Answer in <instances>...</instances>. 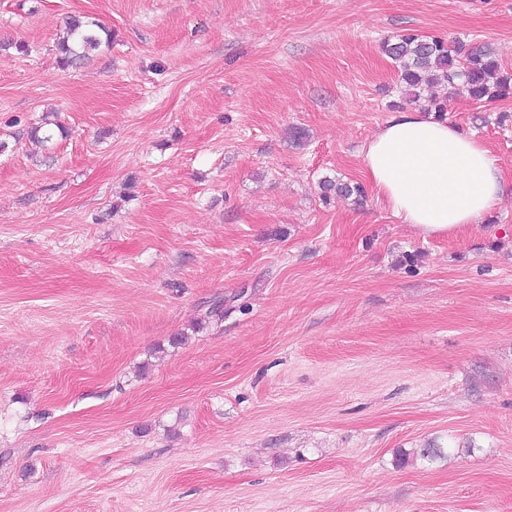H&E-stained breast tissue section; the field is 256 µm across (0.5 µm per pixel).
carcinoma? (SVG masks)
Masks as SVG:
<instances>
[{
	"instance_id": "1",
	"label": "carcinoma",
	"mask_w": 512,
	"mask_h": 512,
	"mask_svg": "<svg viewBox=\"0 0 512 512\" xmlns=\"http://www.w3.org/2000/svg\"><path fill=\"white\" fill-rule=\"evenodd\" d=\"M111 41V29L84 16H71L58 37V63L63 68L77 67ZM383 50L406 84V102L424 112H434L439 118L448 111V99L434 96L430 89L435 86L461 85L474 101L512 97V71L502 67L488 46L470 49L456 40L403 33L385 41ZM57 131L63 134L65 128L57 122L51 128L46 122L30 127L27 137L45 146L53 141ZM321 185L326 200L333 195L364 196L359 184L325 179Z\"/></svg>"
}]
</instances>
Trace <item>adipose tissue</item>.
Returning <instances> with one entry per match:
<instances>
[{
    "mask_svg": "<svg viewBox=\"0 0 512 512\" xmlns=\"http://www.w3.org/2000/svg\"><path fill=\"white\" fill-rule=\"evenodd\" d=\"M364 175L421 236L484 222L501 198L498 169L471 133L421 112H397L365 146Z\"/></svg>",
    "mask_w": 512,
    "mask_h": 512,
    "instance_id": "ef3b65f1",
    "label": "adipose tissue"
}]
</instances>
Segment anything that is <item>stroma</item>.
<instances>
[{"label":"stroma","mask_w":512,"mask_h":512,"mask_svg":"<svg viewBox=\"0 0 512 512\" xmlns=\"http://www.w3.org/2000/svg\"><path fill=\"white\" fill-rule=\"evenodd\" d=\"M407 31L512 69V0H0V512H512V98L448 97L487 222L321 198ZM111 41V29L85 16H71L58 37V63L63 68L78 67L93 52L108 47Z\"/></svg>","instance_id":"stroma-1"}]
</instances>
